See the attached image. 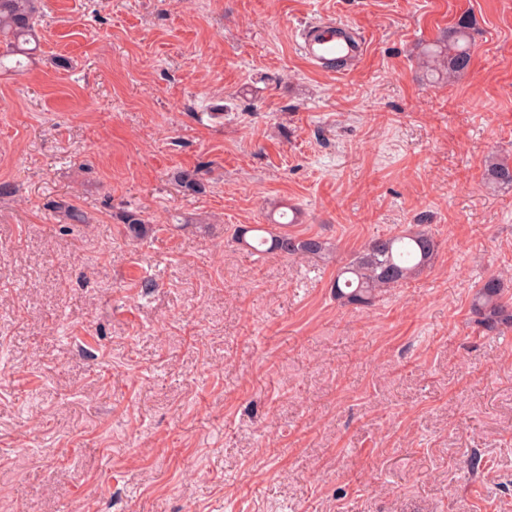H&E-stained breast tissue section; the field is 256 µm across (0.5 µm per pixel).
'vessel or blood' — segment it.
Returning a JSON list of instances; mask_svg holds the SVG:
<instances>
[{"label": "vessel or blood", "instance_id": "1", "mask_svg": "<svg viewBox=\"0 0 512 512\" xmlns=\"http://www.w3.org/2000/svg\"><path fill=\"white\" fill-rule=\"evenodd\" d=\"M304 59L315 68L334 60L357 61L365 51V43L342 22L324 19L307 25L299 45Z\"/></svg>", "mask_w": 512, "mask_h": 512}]
</instances>
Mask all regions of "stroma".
<instances>
[{"label": "stroma", "instance_id": "1", "mask_svg": "<svg viewBox=\"0 0 512 512\" xmlns=\"http://www.w3.org/2000/svg\"><path fill=\"white\" fill-rule=\"evenodd\" d=\"M40 3L0 72V512H512V327L471 312L512 295V0ZM464 15L467 73L427 76ZM325 17L366 43L341 74L298 50ZM291 207L329 257L234 241ZM416 224L432 264L341 306ZM486 181L493 186H512V163L506 158L491 156L485 170ZM438 243L426 230H402L367 242L340 269L332 285L336 300L356 308L372 305L384 293L428 266ZM477 324L486 331H495L501 325L512 326V297H506L501 279L491 274L483 279L472 301Z\"/></svg>", "mask_w": 512, "mask_h": 512}]
</instances>
